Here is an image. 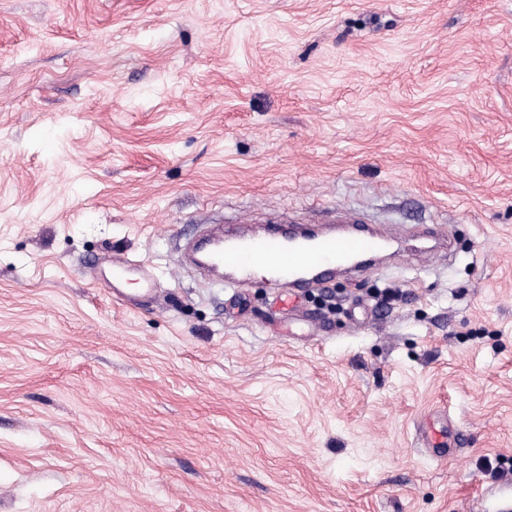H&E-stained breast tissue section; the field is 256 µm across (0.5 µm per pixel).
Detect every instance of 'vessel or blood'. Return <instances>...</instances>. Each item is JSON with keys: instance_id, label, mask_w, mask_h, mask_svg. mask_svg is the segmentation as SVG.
Here are the masks:
<instances>
[{"instance_id": "obj_1", "label": "vessel or blood", "mask_w": 512, "mask_h": 512, "mask_svg": "<svg viewBox=\"0 0 512 512\" xmlns=\"http://www.w3.org/2000/svg\"><path fill=\"white\" fill-rule=\"evenodd\" d=\"M392 240L390 229L371 228L350 216L341 231L311 234L300 228L285 230L273 225L260 234L229 235L223 225L213 224L195 251L205 254L209 267L232 272L228 282L232 288L247 282L253 266L264 265L290 300L300 292L324 287L336 272L361 270L366 259L387 249ZM421 436L422 448L434 457L453 455L455 443L447 427L425 422Z\"/></svg>"}]
</instances>
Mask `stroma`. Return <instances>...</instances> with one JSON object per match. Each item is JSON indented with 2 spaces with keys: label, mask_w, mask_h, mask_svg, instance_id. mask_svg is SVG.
Segmentation results:
<instances>
[{
  "label": "stroma",
  "mask_w": 512,
  "mask_h": 512,
  "mask_svg": "<svg viewBox=\"0 0 512 512\" xmlns=\"http://www.w3.org/2000/svg\"><path fill=\"white\" fill-rule=\"evenodd\" d=\"M338 210L405 237L299 319L180 267L201 225ZM487 486L512 0H0V512H490ZM420 446L436 458H450L454 454L455 439H450L448 425L437 428L435 423L427 420L421 429Z\"/></svg>",
  "instance_id": "obj_1"
}]
</instances>
